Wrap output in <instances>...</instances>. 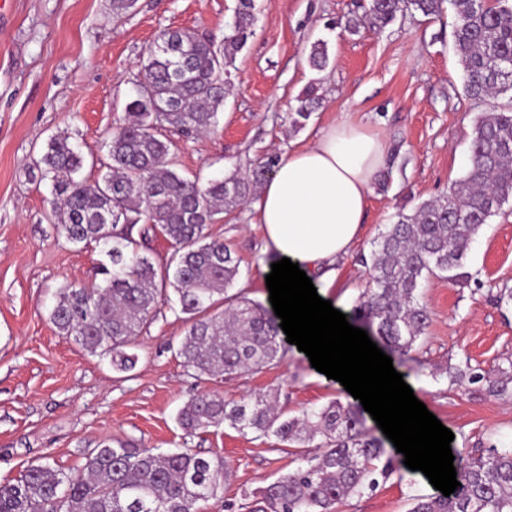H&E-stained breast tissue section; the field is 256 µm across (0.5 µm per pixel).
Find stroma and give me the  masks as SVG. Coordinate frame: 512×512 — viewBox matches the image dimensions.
I'll use <instances>...</instances> for the list:
<instances>
[{"mask_svg": "<svg viewBox=\"0 0 512 512\" xmlns=\"http://www.w3.org/2000/svg\"><path fill=\"white\" fill-rule=\"evenodd\" d=\"M366 0H257V21L231 70V91L217 127L185 138L171 129L179 171L200 183L249 170L269 152L309 143L342 118L381 133L387 144L385 180H372L367 223L354 249L336 264L328 296L352 314L369 270L360 256L401 210L447 195L470 164L474 117L493 100L463 91L453 50V12L406 13L385 30H345ZM236 0H137L117 15L112 0H0V483L26 467L51 461L76 472L105 441H131L157 451L219 456L230 472L220 499L202 512H252L254 492L298 464V448L275 437L242 434L223 425L186 434L176 422L192 397L219 391L225 400L277 395L290 413L349 402L300 351L260 371L197 379L177 348L186 328L178 309L158 304L138 336L135 368L113 369L58 335L49 313L57 289L101 282V244L75 245L49 224V191L31 168L59 133L85 157L81 176L98 179L104 142L124 115L151 45L170 30L222 40ZM328 43L329 65L308 62L316 39ZM318 83L319 108L303 128L289 119L297 98ZM251 204L221 214L211 237L240 259L235 294L265 301L269 264ZM465 266L471 278L453 286L423 281L418 299L430 313L423 343L403 379L449 428L455 457L492 442L512 449V401L451 383L449 367L471 362L491 369L512 357V201L473 237ZM420 472L398 465L372 492L352 496L337 512H409L415 498L434 495Z\"/></svg>", "mask_w": 512, "mask_h": 512, "instance_id": "stroma-1", "label": "stroma"}]
</instances>
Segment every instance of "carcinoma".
Segmentation results:
<instances>
[{
    "label": "carcinoma",
    "instance_id": "obj_1",
    "mask_svg": "<svg viewBox=\"0 0 512 512\" xmlns=\"http://www.w3.org/2000/svg\"><path fill=\"white\" fill-rule=\"evenodd\" d=\"M454 16L453 49L472 100H512V0H367L360 17L345 21L357 30L366 21L384 30L406 10L437 16L443 3ZM255 0H237L229 32L215 42L188 31L163 33L150 47L145 83L125 107V117L107 136L100 178H80L84 157L67 136L50 139L32 167L51 189L49 220L73 244L104 246L112 268L104 283L65 284L57 289L49 320L61 336L92 355L111 357L113 369L128 372L138 356L128 352L150 314L173 302L185 314L186 331L177 351L183 366L200 379L260 371L280 362L288 348L270 307L227 291L240 262L207 227L216 216L243 204L274 172L278 155L267 154L246 175L233 172L202 186L181 175L170 143L157 130L186 137L213 130L224 110L226 75L252 34ZM310 66H328L327 44L311 46ZM291 123L302 127L319 104L317 86L298 97ZM470 166L448 196L397 212L361 262L370 277L354 312L403 366L426 334L429 314L418 300L421 281L437 276L450 284L471 278L465 259L472 237L512 198V104L475 116ZM146 239L160 233L172 253L164 267L139 250L136 225ZM225 305L218 310V305ZM454 384H483L495 397L512 400V359L485 371L468 364L450 373ZM177 422L188 432L225 423L241 433L274 436L288 443L316 442L292 471L258 489L270 512H335L351 495L374 490L396 471L394 460L363 426L352 403L326 406L288 417L277 400L258 395L230 402L219 393L189 400ZM221 457L156 452L133 442H107L72 474L50 463L28 466L13 482L0 484V512H200L224 489ZM461 487L450 496L414 499L410 512H512V451L490 445L459 468Z\"/></svg>",
    "mask_w": 512,
    "mask_h": 512
}]
</instances>
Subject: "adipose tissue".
<instances>
[{
    "instance_id": "ef3b65f1",
    "label": "adipose tissue",
    "mask_w": 512,
    "mask_h": 512,
    "mask_svg": "<svg viewBox=\"0 0 512 512\" xmlns=\"http://www.w3.org/2000/svg\"><path fill=\"white\" fill-rule=\"evenodd\" d=\"M384 158L383 139L347 119L280 155L253 204L266 253L333 287L336 263L362 235L370 183Z\"/></svg>"
}]
</instances>
